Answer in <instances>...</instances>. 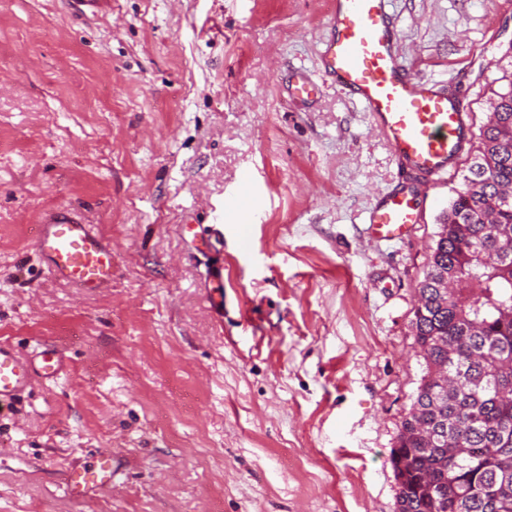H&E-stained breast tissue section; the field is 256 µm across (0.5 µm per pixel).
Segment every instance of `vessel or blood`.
Instances as JSON below:
<instances>
[{
  "instance_id": "obj_1",
  "label": "vessel or blood",
  "mask_w": 512,
  "mask_h": 512,
  "mask_svg": "<svg viewBox=\"0 0 512 512\" xmlns=\"http://www.w3.org/2000/svg\"><path fill=\"white\" fill-rule=\"evenodd\" d=\"M390 0H331V25L322 42L321 68L343 94L356 99L386 139L398 165L427 184L448 174L469 142V115L450 86L411 77L397 46ZM412 185L383 194L366 217L367 233L400 241L422 223ZM33 246L51 276L94 294L112 283V246L72 208L46 212ZM67 368L64 350L45 343L33 355L20 356L0 341V403L20 396L34 379L53 381ZM112 452L102 449L90 463L65 471L71 497L81 498L112 482Z\"/></svg>"
}]
</instances>
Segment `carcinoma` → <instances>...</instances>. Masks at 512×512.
Returning a JSON list of instances; mask_svg holds the SVG:
<instances>
[{
	"label": "carcinoma",
	"mask_w": 512,
	"mask_h": 512,
	"mask_svg": "<svg viewBox=\"0 0 512 512\" xmlns=\"http://www.w3.org/2000/svg\"><path fill=\"white\" fill-rule=\"evenodd\" d=\"M495 82L417 288L424 374L390 452L395 512H512V70Z\"/></svg>",
	"instance_id": "cac0c4a2"
}]
</instances>
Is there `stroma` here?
I'll list each match as a JSON object with an SVG mask.
<instances>
[{"label": "stroma", "instance_id": "1", "mask_svg": "<svg viewBox=\"0 0 512 512\" xmlns=\"http://www.w3.org/2000/svg\"><path fill=\"white\" fill-rule=\"evenodd\" d=\"M391 9L410 74L458 81L479 130L512 0ZM330 23V0H0V340L68 356L0 404V512H393L417 285L465 163L409 241L366 234L402 173L321 74ZM246 171L263 207L227 211ZM55 206L111 241L105 292L35 254ZM100 448L116 478L73 499L64 470ZM319 93V88L304 73L295 75L289 89V96L299 101H308Z\"/></svg>", "mask_w": 512, "mask_h": 512}]
</instances>
